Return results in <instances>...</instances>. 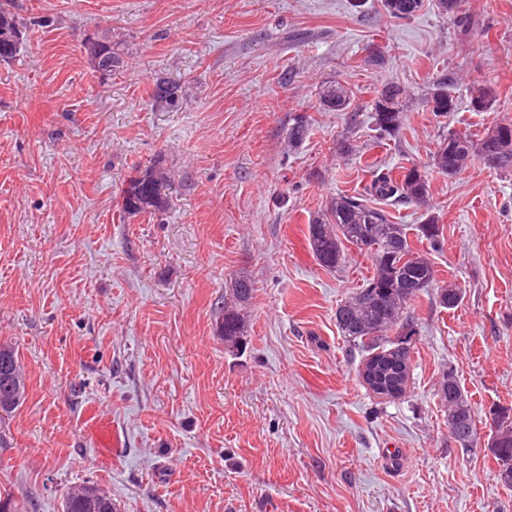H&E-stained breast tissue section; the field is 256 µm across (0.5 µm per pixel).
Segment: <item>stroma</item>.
I'll use <instances>...</instances> for the list:
<instances>
[{
  "mask_svg": "<svg viewBox=\"0 0 512 512\" xmlns=\"http://www.w3.org/2000/svg\"><path fill=\"white\" fill-rule=\"evenodd\" d=\"M351 2L13 0L27 42L0 62V343L27 388L0 424V501L14 512H61L86 482L122 512H512L488 448L512 409V174L431 164L447 130L512 121V0H460L465 36L435 0L408 20ZM106 29L127 61L109 76L81 48ZM159 76L183 86L179 106L153 103ZM440 77L458 103L444 124L426 104ZM336 82L354 92L344 112L319 105ZM390 82L404 126L381 140L371 104ZM484 83L497 102L472 111ZM151 164L170 172L167 210L123 216L122 189ZM414 164L429 205L389 214L412 229L437 216L444 246L409 236L437 276L410 308L407 392L380 398L336 326L373 258L350 246L325 269L308 221L371 168ZM242 275L254 291L233 352L216 324ZM447 372L474 412L466 449L437 395ZM101 418L124 434L120 457L91 433Z\"/></svg>",
  "mask_w": 512,
  "mask_h": 512,
  "instance_id": "obj_1",
  "label": "stroma"
}]
</instances>
